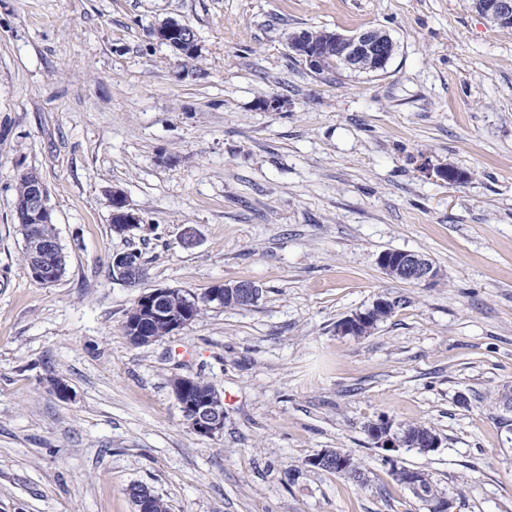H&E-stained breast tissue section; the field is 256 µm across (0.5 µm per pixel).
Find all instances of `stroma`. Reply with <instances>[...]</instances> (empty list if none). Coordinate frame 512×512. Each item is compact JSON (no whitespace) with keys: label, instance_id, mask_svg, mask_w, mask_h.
I'll return each mask as SVG.
<instances>
[{"label":"stroma","instance_id":"stroma-1","mask_svg":"<svg viewBox=\"0 0 512 512\" xmlns=\"http://www.w3.org/2000/svg\"><path fill=\"white\" fill-rule=\"evenodd\" d=\"M168 18L195 30L196 74L155 37ZM368 28L396 43L379 73H317L287 44ZM271 97L280 109H257ZM445 163L467 181L430 176ZM30 169L66 256L51 285L14 218ZM115 188L141 217L121 237ZM388 250L441 280L390 279ZM130 251L135 287L109 271ZM243 280L252 306L208 305L145 346L123 333L150 289ZM381 295L406 303L337 334ZM176 376L221 394V434L189 427ZM507 384L511 29L469 0H0V512H134L135 483L170 512H428L396 467L425 472L449 512H512ZM383 418L441 444L377 448ZM328 448L368 487L307 466ZM378 264L387 276L413 284H434L442 276L441 270L428 256L414 251L383 252ZM390 303L389 299H386L382 296H378L373 302L372 305L359 312H355L350 317H346L337 325V332L341 336H354V337H364L375 329L378 322L382 320L385 316L382 312L388 310V304ZM397 302H393L390 312L383 319H387L392 316L394 313ZM382 320V321H383Z\"/></svg>","mask_w":512,"mask_h":512}]
</instances>
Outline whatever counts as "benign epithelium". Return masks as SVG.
Returning <instances> with one entry per match:
<instances>
[{
	"label": "benign epithelium",
	"mask_w": 512,
	"mask_h": 512,
	"mask_svg": "<svg viewBox=\"0 0 512 512\" xmlns=\"http://www.w3.org/2000/svg\"><path fill=\"white\" fill-rule=\"evenodd\" d=\"M475 7L493 25L502 29L512 28V0H475ZM154 34L160 42L176 53H199L196 32L175 19L161 22L155 28ZM393 45L389 33L377 29H368L353 35L327 33L325 42L321 45L310 41L306 34L288 43L289 49L312 69L323 65L327 54L333 53L337 61L351 70L385 67L390 60ZM111 206L114 234L125 235L140 224V215L124 191L118 188L112 190ZM17 215L20 221L28 224L52 223V214L44 205V187L41 182L33 181L31 195L17 208ZM57 260L55 246L45 242L33 259L32 271L40 278L49 279L55 272ZM112 264L125 273L139 271V261L133 252L113 254ZM378 264L387 276L413 284H434L442 276L441 270L428 256L414 251L384 252L379 256ZM176 292V288L158 287L138 297V315L126 322L130 338L135 343L148 345L158 340L156 336L145 335V324L148 322L163 321L172 333L189 324L187 313L178 312L170 306L169 298ZM259 296L260 288L250 281L225 282L214 286L205 301L221 305L228 299L251 306L257 302ZM388 304V299L377 297L369 308L343 319L337 325L338 334L354 337L371 334L378 322L384 318L383 312L388 310ZM170 385L185 419L196 434L213 437L224 430V401L220 396L192 392L194 380L190 377H175ZM369 434L375 447L386 451L407 446L403 439L392 432V422L385 419L371 424ZM308 464L313 468L340 471L348 467L346 456L338 449H324L311 457ZM128 494L137 512H150L155 499L151 487L133 484L129 487Z\"/></svg>",
	"instance_id": "1"
}]
</instances>
